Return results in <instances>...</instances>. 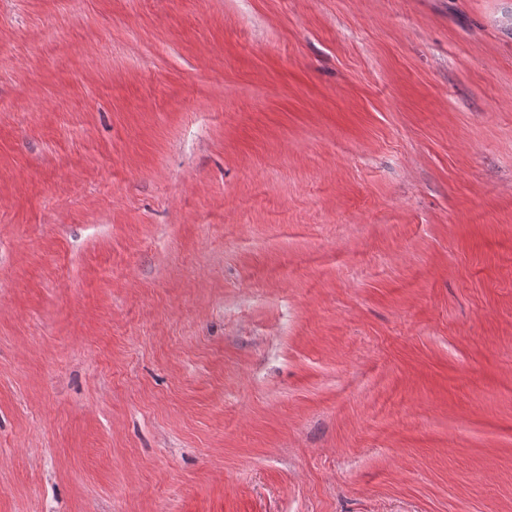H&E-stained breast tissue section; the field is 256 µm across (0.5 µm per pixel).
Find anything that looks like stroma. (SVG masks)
<instances>
[{"instance_id":"1","label":"stroma","mask_w":512,"mask_h":512,"mask_svg":"<svg viewBox=\"0 0 512 512\" xmlns=\"http://www.w3.org/2000/svg\"><path fill=\"white\" fill-rule=\"evenodd\" d=\"M0 512H512V0H0Z\"/></svg>"}]
</instances>
